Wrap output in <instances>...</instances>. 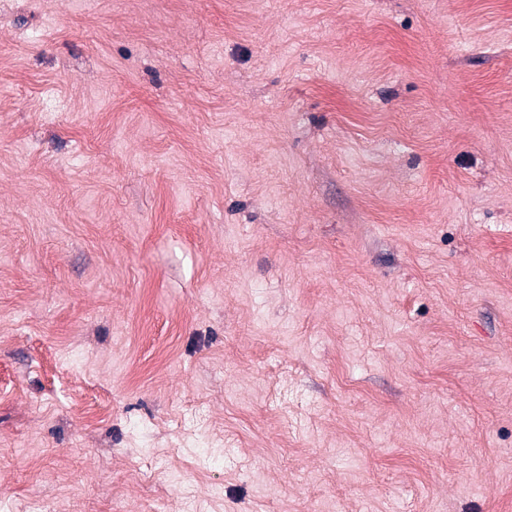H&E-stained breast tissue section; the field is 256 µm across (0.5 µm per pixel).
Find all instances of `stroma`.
Wrapping results in <instances>:
<instances>
[{"instance_id":"obj_1","label":"stroma","mask_w":512,"mask_h":512,"mask_svg":"<svg viewBox=\"0 0 512 512\" xmlns=\"http://www.w3.org/2000/svg\"><path fill=\"white\" fill-rule=\"evenodd\" d=\"M0 512H512V0H0Z\"/></svg>"}]
</instances>
